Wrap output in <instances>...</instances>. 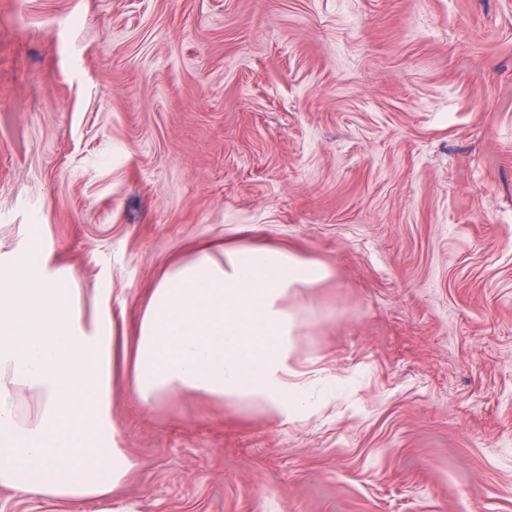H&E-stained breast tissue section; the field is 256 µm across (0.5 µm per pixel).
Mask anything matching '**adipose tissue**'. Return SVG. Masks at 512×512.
Here are the masks:
<instances>
[{
    "mask_svg": "<svg viewBox=\"0 0 512 512\" xmlns=\"http://www.w3.org/2000/svg\"><path fill=\"white\" fill-rule=\"evenodd\" d=\"M41 252L0 262V488L85 507L112 497L134 469L110 420L121 362L145 406L185 390L253 402L285 422L317 410L291 359L300 301L331 276L321 262L246 232L201 243L154 288L131 349L111 315L85 320ZM24 391L37 400L26 415Z\"/></svg>",
    "mask_w": 512,
    "mask_h": 512,
    "instance_id": "adipose-tissue-1",
    "label": "adipose tissue"
}]
</instances>
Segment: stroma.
<instances>
[{"label":"stroma","mask_w":512,"mask_h":512,"mask_svg":"<svg viewBox=\"0 0 512 512\" xmlns=\"http://www.w3.org/2000/svg\"><path fill=\"white\" fill-rule=\"evenodd\" d=\"M333 271L283 423L112 375L110 512H512V0H0V260L134 329L241 225Z\"/></svg>","instance_id":"stroma-1"}]
</instances>
